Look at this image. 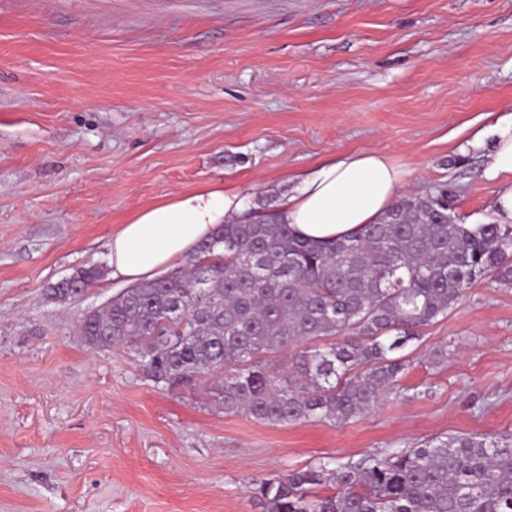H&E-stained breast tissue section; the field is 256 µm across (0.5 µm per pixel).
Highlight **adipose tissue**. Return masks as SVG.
<instances>
[{"label": "adipose tissue", "mask_w": 512, "mask_h": 512, "mask_svg": "<svg viewBox=\"0 0 512 512\" xmlns=\"http://www.w3.org/2000/svg\"><path fill=\"white\" fill-rule=\"evenodd\" d=\"M497 139L483 169L494 185L491 208L500 224L512 223V117L497 119ZM403 171L386 153L361 151L324 163L274 203L279 220L299 238L328 241L376 223L394 203ZM245 208L241 192L221 183L136 211L112 234L108 259L113 278H155L193 254L217 224Z\"/></svg>", "instance_id": "adipose-tissue-1"}]
</instances>
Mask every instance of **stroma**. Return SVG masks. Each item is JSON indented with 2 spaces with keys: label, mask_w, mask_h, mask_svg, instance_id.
<instances>
[{
  "label": "stroma",
  "mask_w": 512,
  "mask_h": 512,
  "mask_svg": "<svg viewBox=\"0 0 512 512\" xmlns=\"http://www.w3.org/2000/svg\"><path fill=\"white\" fill-rule=\"evenodd\" d=\"M509 114L512 0H0V512H266L276 474L512 432V288L487 280L424 327L410 398L340 425L227 414L88 346L124 282L48 295L140 208L224 182L267 212L359 151L487 221L469 142Z\"/></svg>",
  "instance_id": "obj_1"
}]
</instances>
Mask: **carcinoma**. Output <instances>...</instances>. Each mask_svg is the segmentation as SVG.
<instances>
[{"mask_svg":"<svg viewBox=\"0 0 512 512\" xmlns=\"http://www.w3.org/2000/svg\"><path fill=\"white\" fill-rule=\"evenodd\" d=\"M446 198L402 197L380 222L329 244L288 235L272 214L227 221L168 275L86 314L80 335L135 349L138 368L165 389L207 383L226 414L342 424L408 398L404 350L473 284L512 287V226L450 220ZM75 276L90 287L103 273ZM272 354L288 366L274 367ZM256 494L267 512H512V433L276 474Z\"/></svg>","mask_w":512,"mask_h":512,"instance_id":"1","label":"carcinoma"}]
</instances>
